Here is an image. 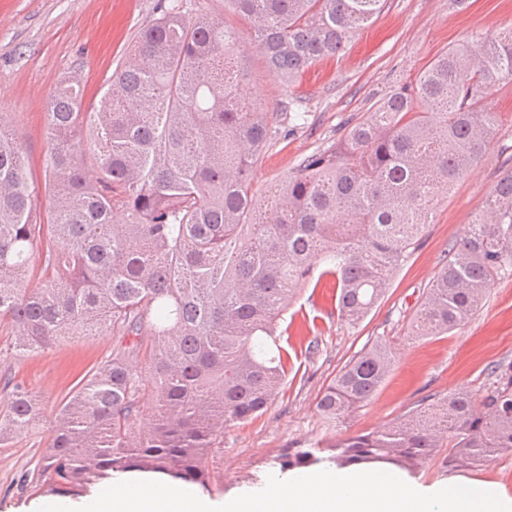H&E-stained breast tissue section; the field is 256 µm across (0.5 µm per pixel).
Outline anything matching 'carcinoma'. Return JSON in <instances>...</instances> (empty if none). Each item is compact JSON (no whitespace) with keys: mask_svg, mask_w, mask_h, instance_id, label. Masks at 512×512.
Wrapping results in <instances>:
<instances>
[{"mask_svg":"<svg viewBox=\"0 0 512 512\" xmlns=\"http://www.w3.org/2000/svg\"><path fill=\"white\" fill-rule=\"evenodd\" d=\"M383 0H224L250 24L268 69L292 85L318 59L342 52ZM238 36L224 21L186 17L160 0L134 53L83 106L65 79L45 112L51 197L34 204L19 141L0 113V444L37 415L35 395L8 359L45 349L72 325L112 336L61 405L48 446L49 491L86 490L114 472L167 474L207 487L224 429L265 413L288 373L276 330L288 301L322 263L337 277L338 316L362 321L418 249L442 188L490 144L501 117L487 105L512 80V29L438 56L411 89L379 100L339 146L303 158L268 199L253 172L282 113L247 92ZM122 210L126 223L112 222ZM39 270L41 286L27 276ZM512 272V172L450 249L416 311L420 338L462 326L494 279ZM141 359L145 373L129 366ZM394 365L376 340L320 394L328 419L350 416ZM477 392L329 446L289 450L283 470L323 463L413 472L448 445V469L474 470L512 453V363ZM153 396L157 413L142 414Z\"/></svg>","mask_w":512,"mask_h":512,"instance_id":"cac0c4a2","label":"carcinoma"}]
</instances>
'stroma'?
Masks as SVG:
<instances>
[{"label":"stroma","instance_id":"stroma-1","mask_svg":"<svg viewBox=\"0 0 512 512\" xmlns=\"http://www.w3.org/2000/svg\"><path fill=\"white\" fill-rule=\"evenodd\" d=\"M158 0H0V112L6 113L28 159L38 210L49 194L43 159L48 150L44 112L56 85L80 75L86 103L125 60L138 30L156 15ZM190 17L219 18L239 34L248 86L271 109L281 110L288 90L266 68L252 30L225 12L224 0H189ZM512 18V0H385L371 24L356 33L338 57L314 63L298 89L305 127L274 142L253 173L257 196L291 174L299 160L337 143L346 123L366 117L382 97L408 87L435 58ZM503 115L486 152L441 193L423 243L397 271L384 299L359 324L336 311V280L325 276L290 302L280 323V343L290 360L284 388L262 416L226 428L212 458L215 476L202 493L210 501L261 487L280 475L278 457L291 448L326 449L346 435L393 423L448 392L479 389L488 369L512 362V275L494 280L473 316L443 336L415 339L410 325L417 303L452 244L481 212L497 181L512 172V82H501L489 100ZM315 352H308L310 340ZM390 342L395 364L371 401L350 417L329 421L316 409L321 392L367 344ZM108 336L72 338L14 363L19 381L38 396L39 420L0 445V512H34L49 502L39 474L46 464L49 431L76 377L108 356ZM423 487L490 485L512 496V455L476 471L453 472L445 454L411 473Z\"/></svg>","mask_w":512,"mask_h":512}]
</instances>
